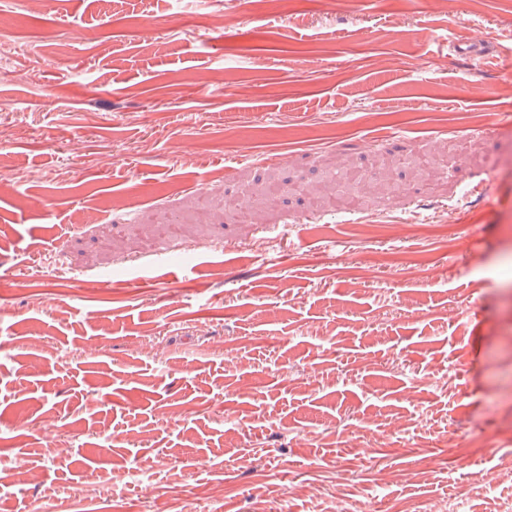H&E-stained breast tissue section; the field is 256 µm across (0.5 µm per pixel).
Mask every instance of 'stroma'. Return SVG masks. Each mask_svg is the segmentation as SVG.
Returning a JSON list of instances; mask_svg holds the SVG:
<instances>
[{"label": "stroma", "instance_id": "obj_1", "mask_svg": "<svg viewBox=\"0 0 512 512\" xmlns=\"http://www.w3.org/2000/svg\"><path fill=\"white\" fill-rule=\"evenodd\" d=\"M471 2L0 0V512L512 506V0ZM290 0H244L237 2L238 6L220 16L208 15L205 17V24L209 26H218L221 28H233L237 26L242 17L250 16H266L268 14H277L280 16H288L291 7Z\"/></svg>", "mask_w": 512, "mask_h": 512}]
</instances>
